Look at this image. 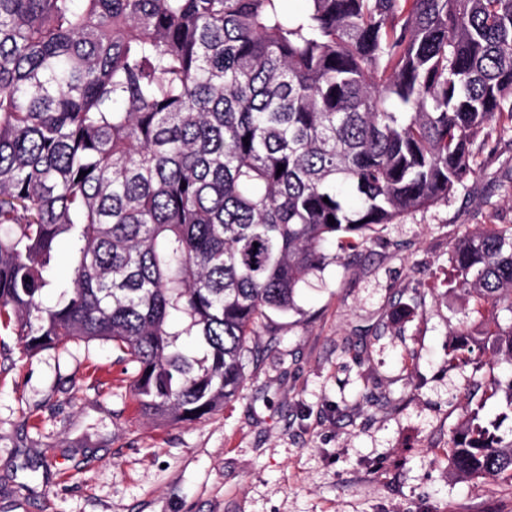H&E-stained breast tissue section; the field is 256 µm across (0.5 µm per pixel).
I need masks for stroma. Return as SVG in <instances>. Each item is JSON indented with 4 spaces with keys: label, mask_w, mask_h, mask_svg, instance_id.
Segmentation results:
<instances>
[{
    "label": "stroma",
    "mask_w": 512,
    "mask_h": 512,
    "mask_svg": "<svg viewBox=\"0 0 512 512\" xmlns=\"http://www.w3.org/2000/svg\"><path fill=\"white\" fill-rule=\"evenodd\" d=\"M512 224V129L494 125L448 199L357 249L324 245L295 306L253 328L238 399L146 417L111 342L26 355L0 332V512H512V480L460 479L448 442L471 406L512 433L488 340L506 312L449 284L467 233ZM481 376L452 366L460 319Z\"/></svg>",
    "instance_id": "obj_1"
}]
</instances>
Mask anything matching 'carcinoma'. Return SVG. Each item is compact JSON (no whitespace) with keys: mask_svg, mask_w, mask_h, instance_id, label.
<instances>
[{"mask_svg":"<svg viewBox=\"0 0 512 512\" xmlns=\"http://www.w3.org/2000/svg\"><path fill=\"white\" fill-rule=\"evenodd\" d=\"M305 2L0 0V327L26 352L110 341L146 415L210 414L325 241L447 199L512 121V0ZM63 237L71 288L45 307ZM453 264L512 315V224ZM492 352L512 362V322ZM479 411L455 468L512 480V438Z\"/></svg>","mask_w":512,"mask_h":512,"instance_id":"carcinoma-1","label":"carcinoma"}]
</instances>
